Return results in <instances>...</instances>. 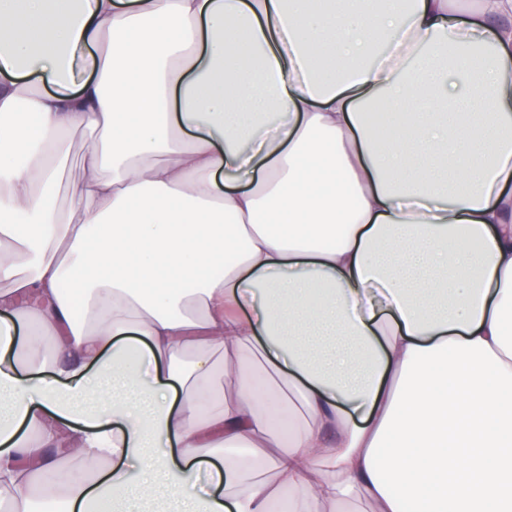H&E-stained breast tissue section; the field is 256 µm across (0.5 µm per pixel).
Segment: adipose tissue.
Here are the masks:
<instances>
[{"label": "adipose tissue", "instance_id": "ef3b65f1", "mask_svg": "<svg viewBox=\"0 0 512 512\" xmlns=\"http://www.w3.org/2000/svg\"><path fill=\"white\" fill-rule=\"evenodd\" d=\"M475 14L0 0V507L512 512V0Z\"/></svg>", "mask_w": 512, "mask_h": 512}]
</instances>
